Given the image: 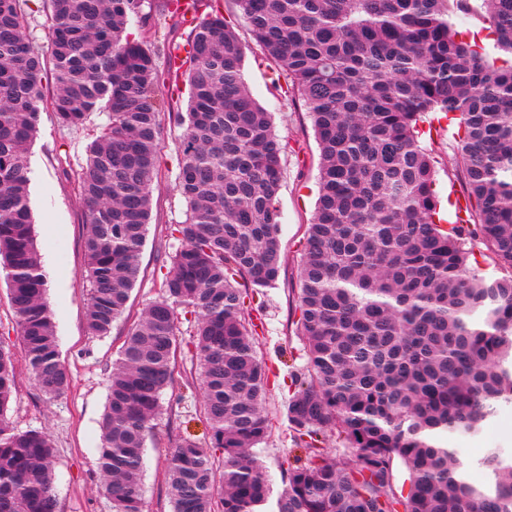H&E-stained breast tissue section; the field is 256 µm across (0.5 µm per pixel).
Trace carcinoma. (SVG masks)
Returning <instances> with one entry per match:
<instances>
[{
    "mask_svg": "<svg viewBox=\"0 0 512 512\" xmlns=\"http://www.w3.org/2000/svg\"><path fill=\"white\" fill-rule=\"evenodd\" d=\"M23 0H0V267L31 378L49 400L71 375L61 360L29 206L28 151L44 99L42 58ZM288 77L320 148V189L299 265L296 329L306 363L291 378L288 423L306 462L290 469L277 512H512V459L490 450L481 488L443 441L475 434L512 401V0H483L493 51L451 22L467 0H233ZM55 91L68 127L109 121L78 178L86 234L85 326L110 335L140 272L162 162L163 112L184 126L181 247L112 365L97 468L112 512H143L145 440L173 381L180 324L193 323L210 442L165 450L173 512H262L270 495L252 448L269 429L268 371L240 282L259 293L280 273L276 205L284 146L251 97L244 53L210 0L170 67L191 99L159 97L144 33L126 32L142 0H47ZM459 119L456 165L466 220L443 224L435 165L421 143L431 113ZM483 244L504 274L469 262ZM16 385L0 345V512H57L44 431L6 417ZM336 440V454L324 448Z\"/></svg>",
    "mask_w": 512,
    "mask_h": 512,
    "instance_id": "cac0c4a2",
    "label": "carcinoma"
}]
</instances>
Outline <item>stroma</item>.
Here are the masks:
<instances>
[{
  "mask_svg": "<svg viewBox=\"0 0 512 512\" xmlns=\"http://www.w3.org/2000/svg\"><path fill=\"white\" fill-rule=\"evenodd\" d=\"M166 0H144L143 16L152 33L156 63L166 70L168 55L184 45L188 25L171 17ZM211 7L230 19L245 53L244 73L254 99L272 114L274 129L284 146L282 181L277 196L281 212V271L276 285L261 295H248L247 311L259 358L269 370L265 409L271 419L269 437L253 453L265 466L273 492H280L288 469L301 452L288 429L286 409L291 395L290 376L303 367V342L294 323L298 266L305 230L311 223L318 193L320 150L312 121L302 101L288 84L273 85L275 67L254 41L249 26L232 0H212ZM106 113H94L86 125L62 126L49 107H42L39 130L30 148V206L36 243L48 280L47 301L56 327L61 358L72 385L66 397L50 401L34 385L25 361H18L15 397L7 411L21 431L48 432L55 448V488L58 512H111L102 495L97 469L100 421L104 413L112 363L132 322L159 298L161 268L179 248L168 227L188 217L184 197L176 187L181 126L163 119L161 174L154 183L149 231L141 256V271L131 293L129 308L106 337L88 335L84 325L86 302L82 205L77 178L86 161V146L98 128L106 125ZM457 121L436 114L424 128L423 144L436 161V190L442 201L465 202L467 189L455 166L460 151ZM194 327L181 326L182 344L176 363L177 384L162 396L163 413L145 440L141 493L144 512H172L164 476V450L182 433L207 440L201 412L197 359L192 346ZM512 417V405L497 412L475 434L449 436L465 461V479L474 485L487 481L480 461L491 449L512 457V439L502 438L497 428Z\"/></svg>",
  "mask_w": 512,
  "mask_h": 512,
  "instance_id": "stroma-1",
  "label": "stroma"
}]
</instances>
